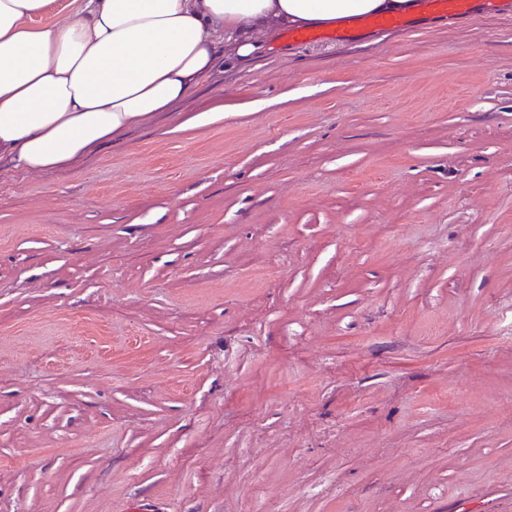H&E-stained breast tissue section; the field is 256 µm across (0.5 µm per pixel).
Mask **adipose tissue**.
I'll return each mask as SVG.
<instances>
[{
    "label": "adipose tissue",
    "instance_id": "obj_1",
    "mask_svg": "<svg viewBox=\"0 0 512 512\" xmlns=\"http://www.w3.org/2000/svg\"><path fill=\"white\" fill-rule=\"evenodd\" d=\"M0 0V160L60 169L171 111L269 35L324 28L416 0Z\"/></svg>",
    "mask_w": 512,
    "mask_h": 512
}]
</instances>
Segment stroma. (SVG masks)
Listing matches in <instances>:
<instances>
[{
    "mask_svg": "<svg viewBox=\"0 0 512 512\" xmlns=\"http://www.w3.org/2000/svg\"><path fill=\"white\" fill-rule=\"evenodd\" d=\"M411 19L0 162V512H512V15Z\"/></svg>",
    "mask_w": 512,
    "mask_h": 512,
    "instance_id": "stroma-1",
    "label": "stroma"
}]
</instances>
